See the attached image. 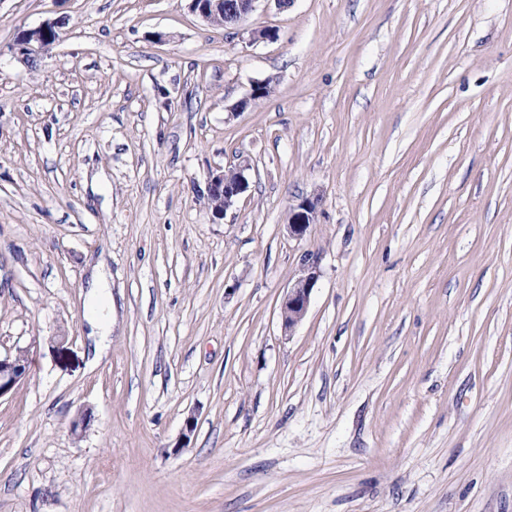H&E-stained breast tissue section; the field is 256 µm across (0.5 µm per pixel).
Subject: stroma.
Returning <instances> with one entry per match:
<instances>
[{
    "label": "stroma",
    "instance_id": "35a3bbf8",
    "mask_svg": "<svg viewBox=\"0 0 512 512\" xmlns=\"http://www.w3.org/2000/svg\"><path fill=\"white\" fill-rule=\"evenodd\" d=\"M246 26L0 0V356L31 361L0 512H512V0H259ZM244 158L214 218L209 176ZM59 24L62 23L48 22L23 31L21 38L14 44L15 54L27 64L39 62L43 54L57 41L52 40L51 33L58 34ZM250 170L249 161L242 160L228 168L216 170L210 174L208 181V205L210 209L212 210L216 203V200L210 196H218L222 201L221 207L212 211L214 215L223 217L228 210L237 204L249 187ZM320 202L318 195L303 197L290 207L287 229L291 238L300 240L307 236L312 224L317 222ZM317 265V257H305L301 274L281 299L280 318L288 334L304 320L308 312L311 294L318 280ZM91 279V296L95 297L93 304L98 305L100 310L92 314L94 319L89 322L92 328L96 329V334L99 336L98 340L94 341V353L95 358H100L107 348L104 342L105 336H108L107 334L112 327V293L108 288L106 273L102 264L93 267Z\"/></svg>",
    "mask_w": 512,
    "mask_h": 512
}]
</instances>
